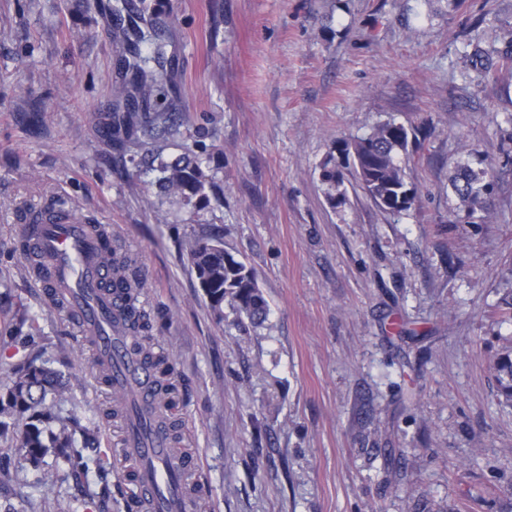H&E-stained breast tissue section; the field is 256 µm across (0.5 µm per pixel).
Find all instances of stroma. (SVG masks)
<instances>
[{"mask_svg": "<svg viewBox=\"0 0 512 512\" xmlns=\"http://www.w3.org/2000/svg\"><path fill=\"white\" fill-rule=\"evenodd\" d=\"M512 32V0H0V292L73 375L68 409L118 439L82 334L14 252L21 210L66 199L134 260L159 344L188 395L182 447L208 512H512V406L492 364L512 279V69L478 75L467 44ZM161 46L170 160L204 148L207 200L132 180L143 152L102 135L125 112L137 37ZM418 128L412 208L364 194L331 208L321 163L388 118ZM494 164L493 217L469 223L456 163ZM269 304L216 322L180 243L213 227ZM61 468L12 466L0 502L54 512Z\"/></svg>", "mask_w": 512, "mask_h": 512, "instance_id": "35a3bbf8", "label": "stroma"}]
</instances>
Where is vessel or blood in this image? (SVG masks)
<instances>
[{"instance_id": "1", "label": "vessel or blood", "mask_w": 512, "mask_h": 512, "mask_svg": "<svg viewBox=\"0 0 512 512\" xmlns=\"http://www.w3.org/2000/svg\"><path fill=\"white\" fill-rule=\"evenodd\" d=\"M101 232V227L69 216L41 225L35 242L49 268L56 299L72 312L81 332L94 336L111 388L130 395L123 456L136 472L145 512H192L193 498L185 481L199 464L192 456L175 457L166 436L153 425V370L128 351L129 340L119 321L124 299L113 291L112 270L101 260Z\"/></svg>"}]
</instances>
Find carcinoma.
I'll use <instances>...</instances> for the list:
<instances>
[{
    "mask_svg": "<svg viewBox=\"0 0 512 512\" xmlns=\"http://www.w3.org/2000/svg\"><path fill=\"white\" fill-rule=\"evenodd\" d=\"M504 48L494 45L487 49L475 45L471 57L486 76L512 67V32L500 37ZM135 76L151 77L156 91L163 92L165 70H147L148 64L161 58L153 50L145 54L134 52ZM179 120L174 112H155L149 116L139 145L146 147L159 139L179 133ZM112 145L121 147L129 137L126 118L112 117ZM421 148L417 130L394 119L378 123L371 133L345 140L337 147L338 154H330L320 166V181L326 187L325 197L330 206L348 202L346 177L362 190L378 208L391 215H399L414 204L415 194L406 180V169L413 154ZM477 167L468 162L457 165L448 177V186L459 200V208L473 218L482 212L481 223L490 214L493 194V165L476 158ZM207 159L186 151L175 161L160 162L155 184L161 193L175 194L186 202L207 198L215 175L207 174ZM23 258L27 272L40 277L43 262L32 249L30 236L20 234L14 242ZM185 259L197 285L202 289L214 319L224 322V303H229L239 315L259 326L265 320L269 305L258 286L252 268L224 250V234L203 233L190 237L185 243ZM104 258L112 267V287L125 297L123 322L131 337L130 350L151 364L154 372L155 394L159 400L161 428L176 445L181 442L182 423L176 417V408L182 399L179 387L173 383L175 358L165 351L154 350V331L162 327L167 314L160 310L156 318L147 316L139 307V289L135 288L128 271L132 260L117 252L104 239ZM36 319L18 309L8 325H0V348L26 347L35 341ZM501 385V396L512 403V356L506 354L494 364ZM69 391V381L61 369L49 360L29 358L16 365L8 382L0 387V440L11 441L10 453L0 456V472L17 454L33 471L47 465L51 455L55 462L68 466L66 475L81 477L93 464L106 471L112 470V455L102 447L99 432L81 425L75 417L61 416V403Z\"/></svg>",
    "mask_w": 512,
    "mask_h": 512,
    "instance_id": "carcinoma-1",
    "label": "carcinoma"
}]
</instances>
